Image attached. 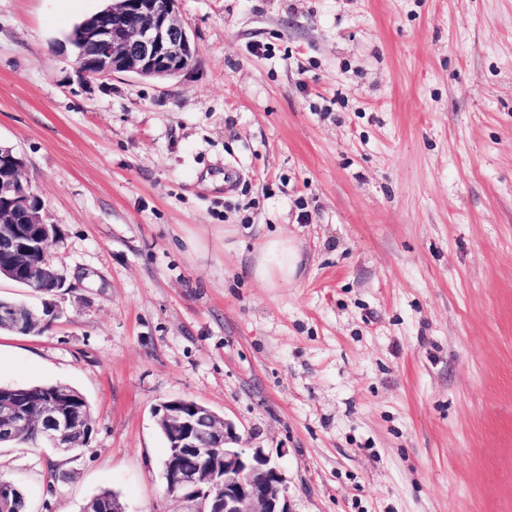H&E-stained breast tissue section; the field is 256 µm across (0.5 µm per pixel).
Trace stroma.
Returning <instances> with one entry per match:
<instances>
[{"instance_id":"obj_1","label":"stroma","mask_w":512,"mask_h":512,"mask_svg":"<svg viewBox=\"0 0 512 512\" xmlns=\"http://www.w3.org/2000/svg\"><path fill=\"white\" fill-rule=\"evenodd\" d=\"M106 0H0V144L66 276L0 385L84 395V451L0 447L27 512H194L154 415L279 462L293 512H512V0H181L173 78L86 81ZM238 234L224 241L225 225ZM302 251L263 288L266 234ZM301 262V252L295 240L276 234L260 244L250 273L263 288H285L296 281Z\"/></svg>"}]
</instances>
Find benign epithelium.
<instances>
[{
    "label": "benign epithelium",
    "mask_w": 512,
    "mask_h": 512,
    "mask_svg": "<svg viewBox=\"0 0 512 512\" xmlns=\"http://www.w3.org/2000/svg\"><path fill=\"white\" fill-rule=\"evenodd\" d=\"M80 39L93 54L78 68L88 80L118 72L141 77L177 76L195 57L196 48L180 15V0H112V6L84 22ZM25 158L0 145V255L17 268L44 248L53 225L44 221L43 204L25 176ZM31 277L48 287L33 291L53 296L64 287L48 267H32ZM57 316L56 305L43 301L42 311L0 306V323L40 330ZM64 394L43 396L31 407L20 403L9 387L0 386V437L31 429L41 442L65 453L89 440L92 426L63 403ZM157 422L172 447L163 462L168 494L195 502L194 512H292L282 491L283 474L260 448H247L235 424L209 407L184 399L161 402ZM19 490L0 483V512H11Z\"/></svg>",
    "instance_id": "7a95c632"
}]
</instances>
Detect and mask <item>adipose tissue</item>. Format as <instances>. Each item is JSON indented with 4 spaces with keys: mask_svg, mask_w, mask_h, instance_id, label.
<instances>
[{
    "mask_svg": "<svg viewBox=\"0 0 512 512\" xmlns=\"http://www.w3.org/2000/svg\"><path fill=\"white\" fill-rule=\"evenodd\" d=\"M302 256L294 239L276 234L258 247L250 273L265 288H285L297 278Z\"/></svg>",
    "mask_w": 512,
    "mask_h": 512,
    "instance_id": "obj_1",
    "label": "adipose tissue"
}]
</instances>
